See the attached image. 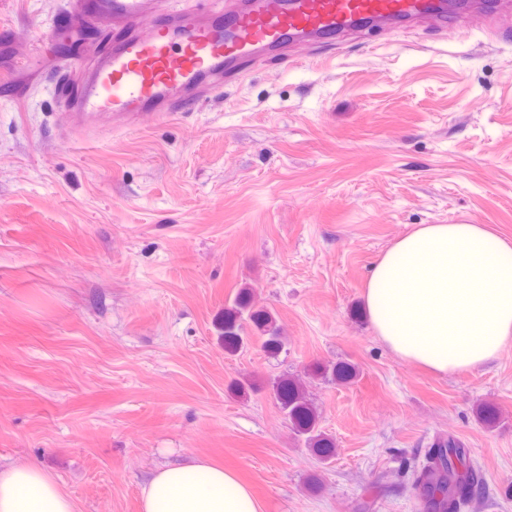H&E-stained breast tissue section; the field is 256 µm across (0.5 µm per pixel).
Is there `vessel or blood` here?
Here are the masks:
<instances>
[{
	"mask_svg": "<svg viewBox=\"0 0 512 512\" xmlns=\"http://www.w3.org/2000/svg\"><path fill=\"white\" fill-rule=\"evenodd\" d=\"M95 3L119 34L75 100L93 126L113 114L132 123L164 119L239 79L260 57L368 25L433 19L448 39L459 34L446 21V0H232L221 15L198 8L175 16L159 12L155 0Z\"/></svg>",
	"mask_w": 512,
	"mask_h": 512,
	"instance_id": "b4317fda",
	"label": "vessel or blood"
}]
</instances>
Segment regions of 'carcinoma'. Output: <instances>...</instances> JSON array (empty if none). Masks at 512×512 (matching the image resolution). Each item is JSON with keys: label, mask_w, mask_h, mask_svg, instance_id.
I'll return each mask as SVG.
<instances>
[{"label": "carcinoma", "mask_w": 512, "mask_h": 512, "mask_svg": "<svg viewBox=\"0 0 512 512\" xmlns=\"http://www.w3.org/2000/svg\"><path fill=\"white\" fill-rule=\"evenodd\" d=\"M249 336L257 337L261 347L272 354L286 350L288 345L272 313L256 306L251 289L245 287L235 297L233 307L224 313V350L234 353L243 349ZM274 395L305 446L323 460L333 457L335 443L322 431L319 412L303 383L293 377H281L275 382ZM413 477L422 488L427 512H461L475 494L482 492L469 449L452 435L433 442L425 461L413 470Z\"/></svg>", "instance_id": "cac0c4a2"}]
</instances>
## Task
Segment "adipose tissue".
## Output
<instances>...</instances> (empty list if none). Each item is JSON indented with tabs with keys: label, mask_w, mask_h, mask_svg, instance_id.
I'll return each mask as SVG.
<instances>
[{
	"label": "adipose tissue",
	"mask_w": 512,
	"mask_h": 512,
	"mask_svg": "<svg viewBox=\"0 0 512 512\" xmlns=\"http://www.w3.org/2000/svg\"><path fill=\"white\" fill-rule=\"evenodd\" d=\"M363 306L399 359L439 373L477 368L512 339V240L483 224H423L371 267ZM0 512H75L34 464L0 470ZM141 512H261L235 473L196 457L157 469Z\"/></svg>",
	"instance_id": "ef3b65f1"
}]
</instances>
